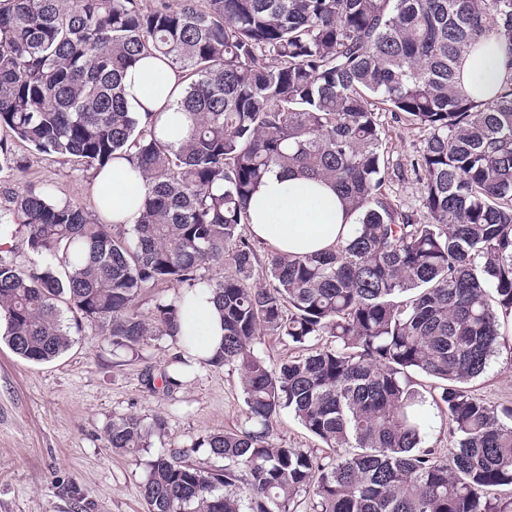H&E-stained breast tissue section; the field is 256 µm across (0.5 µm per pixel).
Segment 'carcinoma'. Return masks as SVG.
<instances>
[{
	"instance_id": "1",
	"label": "carcinoma",
	"mask_w": 512,
	"mask_h": 512,
	"mask_svg": "<svg viewBox=\"0 0 512 512\" xmlns=\"http://www.w3.org/2000/svg\"><path fill=\"white\" fill-rule=\"evenodd\" d=\"M490 35L512 66V0L0 3V128L90 166L128 155L144 182L129 232L45 189L0 209V236L25 229L40 258L0 255L10 348L49 362L90 324L134 353L174 335L197 288L224 316L212 364L237 367L247 425L153 454L148 512H296L306 495L312 512H512V405L468 387L512 308V84L484 100L458 87ZM147 56L185 82L176 143L163 113L129 108L125 74ZM378 109L428 132L418 214L387 196ZM274 168L331 183L357 223L323 252L271 251L257 287L248 203ZM164 283L179 291L140 311ZM267 332L295 349L276 370L256 350ZM428 403L446 448L428 443ZM283 409L325 453L275 443ZM164 428L118 417L106 438L136 454Z\"/></svg>"
}]
</instances>
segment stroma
<instances>
[{"instance_id": "stroma-1", "label": "stroma", "mask_w": 512, "mask_h": 512, "mask_svg": "<svg viewBox=\"0 0 512 512\" xmlns=\"http://www.w3.org/2000/svg\"><path fill=\"white\" fill-rule=\"evenodd\" d=\"M381 124L389 168L407 166L423 149L425 131L386 114ZM11 149L21 167L0 172V207L30 187L94 211L93 167L18 142ZM175 356L165 336L137 355L114 354L110 339L94 326L73 334L61 356L40 364L0 341V512H146V457L112 452L105 428L113 418L162 416L159 448L186 446L241 426L245 418L239 374L231 365L202 364L176 392H148L145 371L161 373ZM469 388L493 405L512 402V335Z\"/></svg>"}]
</instances>
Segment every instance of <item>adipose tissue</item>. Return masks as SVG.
Returning <instances> with one entry per match:
<instances>
[{"mask_svg":"<svg viewBox=\"0 0 512 512\" xmlns=\"http://www.w3.org/2000/svg\"><path fill=\"white\" fill-rule=\"evenodd\" d=\"M512 82L496 39L483 42L464 64L462 90L482 100ZM128 102L135 112H172L182 84L178 73L161 58L146 57L124 78ZM94 198L99 214L115 224L133 228L139 216L143 182L125 156L112 160L94 177ZM250 233L288 255H305L330 248L356 221L333 187L281 170L270 172L249 206ZM223 322L211 292L190 297L181 309L175 333L177 349L196 362L215 358L223 341Z\"/></svg>","mask_w":512,"mask_h":512,"instance_id":"ef3b65f1","label":"adipose tissue"}]
</instances>
